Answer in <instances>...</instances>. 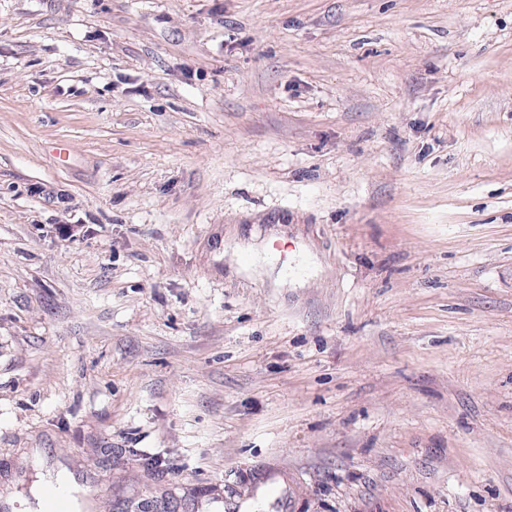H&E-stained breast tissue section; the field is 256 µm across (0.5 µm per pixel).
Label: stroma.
<instances>
[{
  "instance_id": "35a3bbf8",
  "label": "stroma",
  "mask_w": 512,
  "mask_h": 512,
  "mask_svg": "<svg viewBox=\"0 0 512 512\" xmlns=\"http://www.w3.org/2000/svg\"><path fill=\"white\" fill-rule=\"evenodd\" d=\"M258 462L512 512V0H0V500Z\"/></svg>"
}]
</instances>
